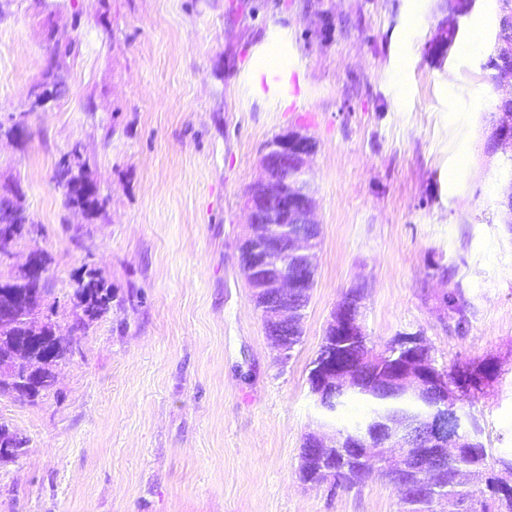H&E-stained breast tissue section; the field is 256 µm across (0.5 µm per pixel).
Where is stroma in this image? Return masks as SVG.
<instances>
[{
    "label": "stroma",
    "instance_id": "obj_1",
    "mask_svg": "<svg viewBox=\"0 0 512 512\" xmlns=\"http://www.w3.org/2000/svg\"><path fill=\"white\" fill-rule=\"evenodd\" d=\"M94 3L14 0L0 19V122L28 131L0 145V189L19 184L42 226L0 276L44 252L62 334L82 266L115 293L49 393L0 396L27 440L0 465V512H398L379 475L333 491L297 474L321 420L311 363L360 283L375 347L418 333L439 369L496 363L469 407L489 453L512 454V155L490 146L512 77L487 65L499 0H475L442 57L444 0H110L103 18ZM50 12L75 22L77 49L65 92L26 114ZM269 56L279 68L259 73ZM291 131L316 143L321 244L284 360L238 245L264 147ZM77 143L110 197L95 224L52 180Z\"/></svg>",
    "mask_w": 512,
    "mask_h": 512
}]
</instances>
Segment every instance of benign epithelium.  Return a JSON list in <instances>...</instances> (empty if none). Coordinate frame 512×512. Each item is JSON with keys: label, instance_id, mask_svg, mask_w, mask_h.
Here are the masks:
<instances>
[{"label": "benign epithelium", "instance_id": "1", "mask_svg": "<svg viewBox=\"0 0 512 512\" xmlns=\"http://www.w3.org/2000/svg\"><path fill=\"white\" fill-rule=\"evenodd\" d=\"M311 156L310 137L298 132L283 134L266 146L261 160L262 175L248 194V218L241 237L248 259L247 282L260 300L259 310L271 344L283 359L292 352L288 340L282 338L283 331L290 327L301 330L303 312L298 298L309 292L317 267L319 224L315 219V191L309 178ZM21 267L29 277L30 288L0 307L2 323L10 321L31 300H42L39 254L29 253ZM362 300L360 296L350 306L336 307L326 329L330 345L341 348L347 345L346 339L366 335L361 319ZM390 347L404 359L393 380L399 391L420 397L442 380L421 335L399 336ZM311 375V392L320 406L330 392L358 388L355 369L346 365L329 366L317 361ZM419 432L417 445L423 448L421 456L425 459L419 476L428 487L445 477V470L432 461L449 459L479 442L473 421L461 414L456 394L446 388ZM308 437L321 448H362L368 458L383 457V475L390 481L405 470L410 434L396 423L377 426L372 422L357 431L311 432Z\"/></svg>", "mask_w": 512, "mask_h": 512}]
</instances>
